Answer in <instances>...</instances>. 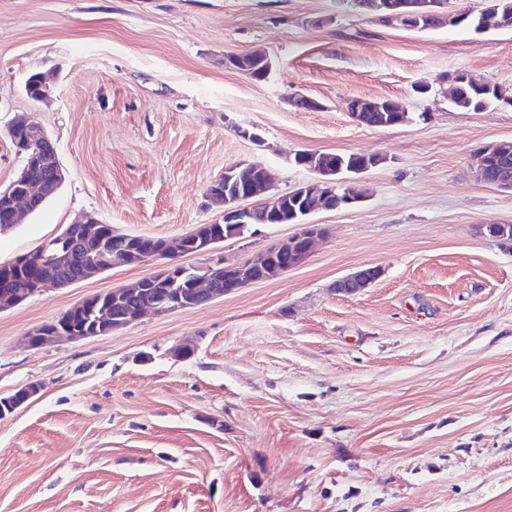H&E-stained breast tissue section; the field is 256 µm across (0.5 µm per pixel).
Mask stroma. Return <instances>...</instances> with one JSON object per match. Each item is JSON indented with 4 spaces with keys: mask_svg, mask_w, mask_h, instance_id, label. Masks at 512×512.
Wrapping results in <instances>:
<instances>
[{
    "mask_svg": "<svg viewBox=\"0 0 512 512\" xmlns=\"http://www.w3.org/2000/svg\"><path fill=\"white\" fill-rule=\"evenodd\" d=\"M256 50L264 80L225 67ZM460 72L512 92V30L386 26L352 0H0V190L23 165L18 113L64 172L0 233V264L86 214L167 239L221 223L206 187L238 163L286 193L311 177L298 152L381 159L278 278L38 347L31 330L156 265L1 312L0 397L41 390L0 418V512H512V247L486 231L512 224V190L474 177L478 148L512 141V106L453 108ZM353 98L406 119L357 124ZM295 230L250 225L218 250L241 262ZM365 267L374 283L337 292Z\"/></svg>",
    "mask_w": 512,
    "mask_h": 512,
    "instance_id": "35a3bbf8",
    "label": "stroma"
}]
</instances>
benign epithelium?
Listing matches in <instances>:
<instances>
[{
    "mask_svg": "<svg viewBox=\"0 0 512 512\" xmlns=\"http://www.w3.org/2000/svg\"><path fill=\"white\" fill-rule=\"evenodd\" d=\"M414 12H402V5L392 0H373L370 9L383 13L410 30L421 29L422 23L429 22L439 15L436 10L438 0H414ZM224 65L254 76V70L267 75L271 67L269 58L262 53L247 56L227 55ZM389 111L388 101H369L353 98L349 101V115L357 122L364 121V113L377 114ZM9 133L18 136L15 140L16 152L24 156V164L7 189L0 191V217L7 224H21L31 212L33 205L47 196L56 182L64 179L63 169L55 144L45 129L27 114H17L9 125ZM512 143L498 142L479 151L480 162L477 177L487 182L488 159L505 155ZM317 155L302 152L297 164L313 172L314 177L291 194H273L268 170H263V181L242 184L238 170L244 167L239 163L224 169V173L210 182L206 189L207 197L215 203H224V223L249 224L254 208L241 205L252 198L266 196L259 207L273 217V223L282 222L285 200L293 196L298 208L293 210L298 230L276 244L274 251L288 259L282 265V272L301 264L309 256L314 239L322 234L316 225L306 222V218L323 210L336 209L356 202L352 196L341 199L336 191L343 189V182L334 178L338 169L323 162H316ZM99 221L86 215L72 224L56 240L44 246L41 256L45 261L65 265L77 251L90 258L81 268L80 281L99 276L110 268L127 264L157 263L161 271L142 278L131 286L112 289L114 294L112 311L96 312L95 298H86L71 307V312L87 314L88 321L80 329L68 326L43 324L28 333L26 340L31 346L42 345L60 339H80L87 336L106 334L136 321L147 311L172 312L185 308L198 307L224 295L233 294L246 285L264 280V272L270 262L269 250L254 253L240 263H227L224 257L216 255L217 244L222 238L213 232L210 225L201 224L180 237L177 241H164L156 252H143L126 247L113 249L97 232ZM201 255L208 257L203 268L187 266L175 260L176 255ZM380 275L379 270L369 267L358 270L336 283L340 291L354 292L367 287ZM163 289L156 297L144 294V283ZM71 282L55 277L40 276L32 280L27 288L0 292V311L27 300L45 288H63ZM39 385L33 383L7 398H0V417L13 412L17 407L37 395Z\"/></svg>",
    "mask_w": 512,
    "mask_h": 512,
    "instance_id": "1",
    "label": "benign epithelium"
}]
</instances>
